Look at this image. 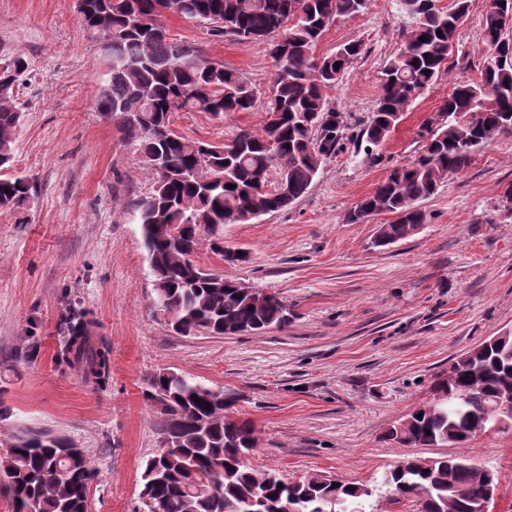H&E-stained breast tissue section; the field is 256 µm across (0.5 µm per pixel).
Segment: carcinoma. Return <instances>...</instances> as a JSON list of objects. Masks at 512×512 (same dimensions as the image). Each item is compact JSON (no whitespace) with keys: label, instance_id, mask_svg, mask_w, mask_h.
I'll return each instance as SVG.
<instances>
[{"label":"carcinoma","instance_id":"cac0c4a2","mask_svg":"<svg viewBox=\"0 0 512 512\" xmlns=\"http://www.w3.org/2000/svg\"><path fill=\"white\" fill-rule=\"evenodd\" d=\"M368 0H84L82 25L100 42L109 78L97 97L101 116L116 124L122 141L140 154L154 180L139 200L141 234L155 278V294L172 330L183 336L262 332L288 325V307L277 294L242 287L218 269L195 261L201 239L228 263L248 255L224 248L214 228L248 224L288 208L309 190L325 160L341 149L344 124L323 90L342 78L362 46L345 42L321 58L313 48L339 17L362 12ZM413 19L402 47L384 65L380 95L361 138L377 147L395 131L403 114L448 69L451 49L471 11H482L484 50L478 79L458 83L437 113L420 125L421 154L395 167L349 215L356 223L372 213L396 216L379 225V238L402 241L425 223L419 201L467 168L478 150L512 136V36L506 34L512 0H401ZM210 25L212 35L239 44L279 35L286 54L272 56L274 75L265 93L260 128L242 129L229 142H196L171 128L175 112H250L257 97L237 71L211 60L203 48L169 37L166 15ZM442 35H437V31ZM427 41H420V37ZM27 70L17 54L0 64V209H17L34 195L33 181L12 171L16 134L24 114L16 86ZM288 187L268 189L271 173ZM235 188L229 189L227 185ZM93 321L82 313L65 319L63 356L97 389L111 379V348L91 336ZM512 392V338L478 346L455 358L432 387V401L399 422L390 440L411 448L466 445L477 434L512 430L497 422L492 405ZM147 399L164 404L162 441L168 456L148 459L140 499L162 512H240L249 500L260 512H382L405 501L417 512H473L496 472L466 456L412 457L369 485L339 482L311 473L290 480L247 463L258 438L254 424L231 414L234 399L212 397V387L182 372L150 382ZM0 454V488L16 512H87L93 470L82 449L67 438L19 428Z\"/></svg>","mask_w":512,"mask_h":512}]
</instances>
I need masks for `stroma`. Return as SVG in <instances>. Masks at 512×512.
Returning a JSON list of instances; mask_svg holds the SVG:
<instances>
[{"label": "stroma", "instance_id": "1", "mask_svg": "<svg viewBox=\"0 0 512 512\" xmlns=\"http://www.w3.org/2000/svg\"><path fill=\"white\" fill-rule=\"evenodd\" d=\"M411 23L400 0H369L338 18L314 54L357 40L364 50L326 88L348 126L343 148L287 209L224 227L225 246L247 251L229 264L201 243L196 259L225 277L279 294L286 327L260 333L182 336L152 306L154 277L135 204L151 194L142 155L97 110L108 77L99 42L68 0H0V59L22 54L16 89L25 124L15 170L36 192L26 208L0 210V434L21 426L82 448L94 478L88 512H137L144 462L161 446V408L145 392L174 370L237 398L258 445L249 464L296 479L310 473L372 482L407 457L466 454L498 471L497 512H512V432H488L466 448H406L385 434L431 401V386L452 358L512 329V213L501 202L512 182V137L476 152L419 203L427 222L413 237L379 248L389 214L359 223L348 215L397 166L421 153L422 121L462 80L477 78L482 13L461 27L452 65L404 114L369 159L358 134L380 93L381 71ZM170 37L202 47L257 90L273 78L270 44L212 36L207 24L167 15ZM263 108L215 119L172 114L186 139L230 140L260 128ZM81 311L111 344L112 379L97 390L66 363L62 321Z\"/></svg>", "mask_w": 512, "mask_h": 512}]
</instances>
